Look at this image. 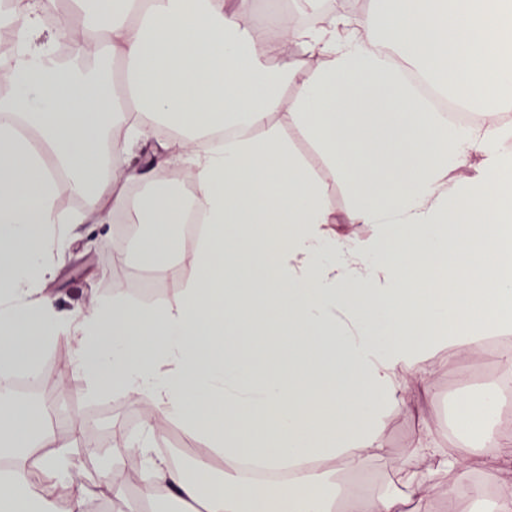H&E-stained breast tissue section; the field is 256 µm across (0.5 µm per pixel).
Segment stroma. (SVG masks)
Segmentation results:
<instances>
[{"mask_svg": "<svg viewBox=\"0 0 512 512\" xmlns=\"http://www.w3.org/2000/svg\"><path fill=\"white\" fill-rule=\"evenodd\" d=\"M302 159L306 169L316 175L327 187V205L336 217V233H355L359 238H372L377 228L371 224H344L343 219L354 202L345 182L332 172L316 144L310 140L290 118L280 110L270 116ZM126 225L115 219L105 224H77L74 237L66 252L56 258L54 274L47 286L59 311L71 312L90 309L98 304L124 298L134 302L143 295L132 277L133 265H116L114 252L126 245ZM423 365L431 374L436 404L428 409L419 391L407 386L404 391L405 407L387 408L379 421V441L385 453L371 459L361 469L370 478L371 489L380 490L390 485L396 468L408 464L425 468L426 463L414 452L418 428H425L437 447L448 445V398L469 390L483 389V382L468 378L456 345L440 343L423 354ZM37 377L33 383L36 396L29 402L34 407L48 406L63 417L57 428L55 449L71 451L90 482L102 478H116L124 491L123 498L90 497L87 512H127L128 502H137L141 512H158L159 497L149 495L144 468L139 457H131L128 466L114 472L104 467V460L114 453L113 442L97 444L94 448L73 446V426L92 433H112L113 429L130 432L142 428L150 415L142 402L119 393L96 396L83 379L74 377L70 349L62 340L46 343L37 358Z\"/></svg>", "mask_w": 512, "mask_h": 512, "instance_id": "1", "label": "stroma"}]
</instances>
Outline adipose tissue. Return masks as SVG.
Wrapping results in <instances>:
<instances>
[{"label":"adipose tissue","instance_id":"1","mask_svg":"<svg viewBox=\"0 0 512 512\" xmlns=\"http://www.w3.org/2000/svg\"><path fill=\"white\" fill-rule=\"evenodd\" d=\"M30 0L20 59L0 98V365L33 366L41 346H71L76 376L97 393L114 390L154 415L184 422L203 439L192 471L151 446L155 427L128 442L117 434L113 468L140 456L155 491L206 512H423L430 474L453 472L475 450L443 456L419 431L416 451L429 473L398 470L391 489L360 492L305 472L304 460L360 470L384 450L373 426L400 404L407 382L432 393L422 354L449 340L463 356L481 354L486 334L512 309V275L490 260L500 225L512 223V124L497 118L512 93V0H376L373 13H332L299 28L269 19L276 38L253 39L244 19L251 0ZM57 11L56 27L42 14ZM96 9L93 30L72 24L74 9ZM76 47L69 64L53 51L59 33ZM126 64L125 76L100 69ZM415 68L488 122L462 131L422 111L396 81ZM124 79L137 111L162 117L181 138L162 144L160 162L194 171L192 190L154 184L137 204L127 186L145 180L132 162L153 139L145 120L126 123L104 152L114 116L113 88ZM289 79L281 101L273 83ZM287 111L347 185L352 224H372L375 238L337 236L326 186L309 173L269 115ZM24 120L41 133L32 143ZM234 136L216 137L219 129ZM85 196L88 211L59 209L57 172ZM102 211L129 213L136 256L164 267L176 229L205 213L195 250L199 270L181 296L130 305L121 299L84 312H59L40 286L51 257L70 242L69 227ZM443 253L474 291L444 288ZM272 369L255 378L251 356ZM48 415L0 401V438L13 448L47 438ZM485 442L503 469L493 512H512V431L491 426ZM223 452L228 471L213 479L210 458ZM249 458L277 470L285 484L240 482ZM90 488L66 452L25 459L0 472V512H46L66 495L85 512Z\"/></svg>","mask_w":512,"mask_h":512}]
</instances>
